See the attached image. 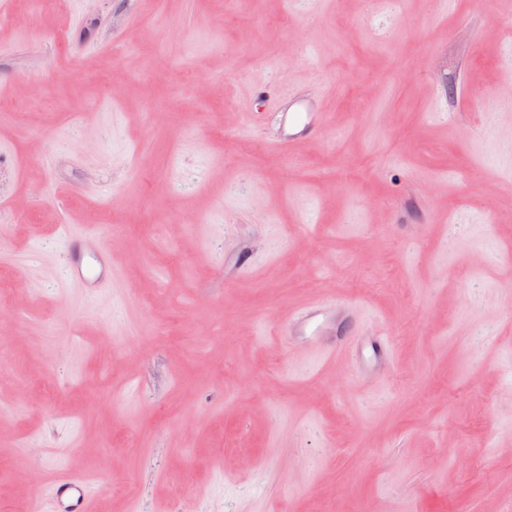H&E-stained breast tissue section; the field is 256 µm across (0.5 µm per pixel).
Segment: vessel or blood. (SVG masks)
Here are the masks:
<instances>
[{"label": "vessel or blood", "instance_id": "vessel-or-blood-1", "mask_svg": "<svg viewBox=\"0 0 512 512\" xmlns=\"http://www.w3.org/2000/svg\"><path fill=\"white\" fill-rule=\"evenodd\" d=\"M324 116L316 112L307 94L295 96L288 112L269 141L278 150L291 144L320 136ZM98 229L67 232L70 261L66 282L70 286L93 292L104 287L112 275V254ZM356 311L340 299H321L295 312L283 329L290 339L306 344L317 362H326L345 354L351 347V333L346 327ZM91 486L84 478L62 475L55 479L52 491L53 512H91Z\"/></svg>", "mask_w": 512, "mask_h": 512}]
</instances>
